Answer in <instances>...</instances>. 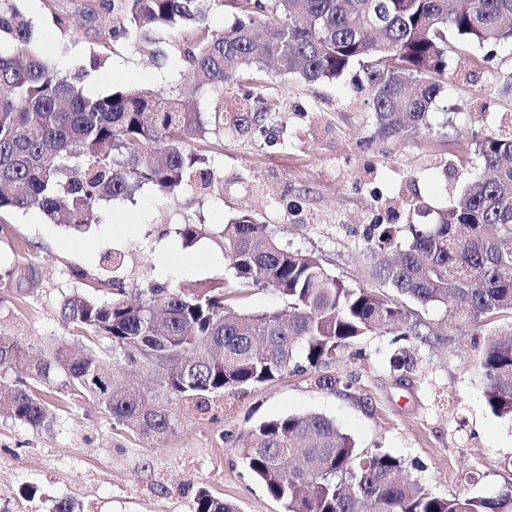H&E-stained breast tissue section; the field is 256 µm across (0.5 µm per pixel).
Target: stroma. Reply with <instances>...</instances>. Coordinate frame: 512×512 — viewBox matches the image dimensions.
I'll use <instances>...</instances> for the list:
<instances>
[{
    "mask_svg": "<svg viewBox=\"0 0 512 512\" xmlns=\"http://www.w3.org/2000/svg\"><path fill=\"white\" fill-rule=\"evenodd\" d=\"M87 0H27L36 42L55 67L74 70L91 52L108 49L106 30L85 26ZM68 17L59 29L53 13ZM87 77V89L108 94L120 84L167 96L183 64L170 56L154 64L147 53L123 46ZM454 81L430 117L428 135L384 137L352 67L339 80L308 86L276 75L285 126L275 144L249 133L210 136L201 148L224 194L214 198L192 186L166 198L151 188L105 203L108 221L77 232L47 223L35 210L0 212V330L34 350L69 339L60 316L66 297L87 291L104 275V254L126 253L120 271L128 291L155 282L208 287L225 277L227 263L215 240L228 218L249 207L281 224L293 247L319 254L354 286L374 287L376 259L363 235L371 224H430L437 211L483 168L475 144L512 112V45L484 49L452 41ZM300 199L293 216L281 199ZM198 236L185 244L182 225ZM34 268L33 283L9 277ZM85 271L82 279L73 270ZM408 321L434 331L429 342L401 338L399 330L360 338L337 354L328 370L336 389L318 388L309 371L225 393L214 414L175 409L171 430L146 440L115 427L90 398L68 397L67 411L49 430H35L0 411V512H56L75 501L80 512H191L199 488L231 503L236 512H282L243 462L238 437L248 426L288 414L333 419L363 451L382 449L401 458L411 477L440 496L482 497L512 482V421L492 414L483 398L476 358L491 338L512 332V319L463 323L444 307L407 304ZM409 345L413 372L393 371L390 356Z\"/></svg>",
    "mask_w": 512,
    "mask_h": 512,
    "instance_id": "35a3bbf8",
    "label": "stroma"
}]
</instances>
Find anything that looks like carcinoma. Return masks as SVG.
Wrapping results in <instances>:
<instances>
[{
  "label": "carcinoma",
  "mask_w": 512,
  "mask_h": 512,
  "mask_svg": "<svg viewBox=\"0 0 512 512\" xmlns=\"http://www.w3.org/2000/svg\"><path fill=\"white\" fill-rule=\"evenodd\" d=\"M25 0H0V210L40 211L80 232L102 222L104 201L148 186L173 195L188 184L214 196L224 181L195 140L228 127L268 135L282 121L270 86L275 72L307 84L333 82L357 65L382 135L428 134L429 114L453 74L448 35L478 46L512 44V0H100L88 17L109 26L112 44L147 47L163 30L183 34L172 45L192 82L161 97L133 85L90 94L87 70L59 72L35 47ZM233 21L219 34L210 19L224 8ZM214 94L209 112L189 104ZM477 143L486 175L470 182L434 224H373L367 251L393 252L372 276L385 288L353 287L313 252L284 243V228L253 209L230 218L217 244L232 270L203 291L148 284L128 297L118 276L97 281L102 301L75 293L61 315L77 340L61 341L29 364L28 347L0 332V406L35 429L59 422L60 407L40 397L64 374L60 392L94 400L114 424L145 437L171 428L172 409L130 380L98 379L97 343L143 377L169 402L206 414L228 389L264 385L303 366L312 382L341 383L323 367L363 336L400 326L418 338L402 307L451 306L463 322L512 316V118ZM267 287L285 308L236 309L231 286ZM490 411L512 420V338L487 341L477 358ZM391 369L408 372L400 349ZM243 461L283 512H512V484L487 497H443L403 477L404 463L377 448L364 452L334 420L305 414L264 420L241 433ZM194 512H235L200 490Z\"/></svg>",
  "instance_id": "1"
}]
</instances>
